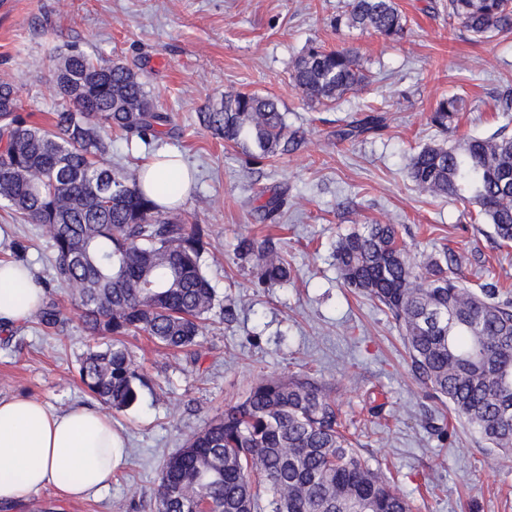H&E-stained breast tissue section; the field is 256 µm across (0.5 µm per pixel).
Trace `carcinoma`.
I'll return each instance as SVG.
<instances>
[{
  "label": "carcinoma",
  "mask_w": 512,
  "mask_h": 512,
  "mask_svg": "<svg viewBox=\"0 0 512 512\" xmlns=\"http://www.w3.org/2000/svg\"><path fill=\"white\" fill-rule=\"evenodd\" d=\"M448 18L476 35L512 31V0H448ZM372 30L404 38L406 18L394 0H348L336 29ZM71 83L52 128L29 120L15 86L0 81V202L37 224L54 254V275L93 340L78 368L87 392L121 411L133 405L142 377L123 337L145 333L169 350L199 345L219 300L202 270L200 235L164 212L137 179L104 162L110 134L148 142L169 132L138 73L70 48L54 81ZM291 79L309 101L326 105L363 86L357 51L312 46L297 57ZM465 100L442 96L430 123L448 131ZM203 123L256 163L298 149L276 99L256 92L226 95ZM372 113L336 131L346 141L379 131ZM417 190L451 198L512 243V137H470L427 145L412 154ZM283 198L271 197L259 220L274 221ZM240 257L262 259L259 279L288 281L292 267L271 238H242ZM335 260L344 282L365 294L398 327L423 389L463 419L492 452H512V299L489 282L474 290L453 271L452 256L413 262L395 224H365L339 237ZM51 327L57 313L41 305L31 316ZM266 486L269 497H260ZM157 512H411L354 447L331 390L310 379L269 378L211 419L167 457L155 488Z\"/></svg>",
  "instance_id": "1"
}]
</instances>
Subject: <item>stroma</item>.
I'll use <instances>...</instances> for the list:
<instances>
[{
  "mask_svg": "<svg viewBox=\"0 0 512 512\" xmlns=\"http://www.w3.org/2000/svg\"><path fill=\"white\" fill-rule=\"evenodd\" d=\"M404 39L336 29L345 0H13L0 16V81L13 83L35 123L51 126L60 97L55 57L77 47L95 60H122L172 118V132L148 143L112 136L113 162L135 174L158 150L182 156L195 172L178 209L205 244L202 268L233 315L212 312L195 353L125 337L139 373V398L113 413L129 448L109 488L66 501L40 490L11 512H155L163 460L227 404L268 378L308 376L332 389L361 454L410 502L412 512H512V455L486 451L468 425L429 396L411 370L402 337L369 298L343 284L333 246L363 224H396L412 257L455 255L474 286L496 277L512 292V245L487 224L471 223L455 200L417 193L406 172L416 150L498 129L512 135V112L495 100L512 87V32L478 37L450 20L447 0H395ZM311 45L356 49L368 80L330 106L305 103L290 79ZM251 91L275 97L296 152L259 164L203 126L199 113L221 97ZM463 95L454 129L429 122L437 99ZM382 108L384 128L338 141L343 122ZM281 194L275 223L258 206ZM279 238L293 271L288 282L259 281V260H240V238ZM0 259L26 263L55 305L54 327L0 325V399L37 398L63 411L95 406L78 375L91 341L54 282L53 252L40 228L0 206ZM449 429L448 438L437 428Z\"/></svg>",
  "mask_w": 512,
  "mask_h": 512,
  "instance_id": "stroma-1",
  "label": "stroma"
}]
</instances>
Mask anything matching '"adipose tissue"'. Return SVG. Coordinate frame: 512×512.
<instances>
[{
  "mask_svg": "<svg viewBox=\"0 0 512 512\" xmlns=\"http://www.w3.org/2000/svg\"><path fill=\"white\" fill-rule=\"evenodd\" d=\"M140 184L166 210L189 195L193 176L180 155L158 151L142 164ZM44 301L33 271L0 261V322L27 321ZM128 455L107 415L86 406L57 411L26 396L0 400V506L28 502L44 488L87 499L112 481Z\"/></svg>",
  "mask_w": 512,
  "mask_h": 512,
  "instance_id": "1",
  "label": "adipose tissue"
}]
</instances>
